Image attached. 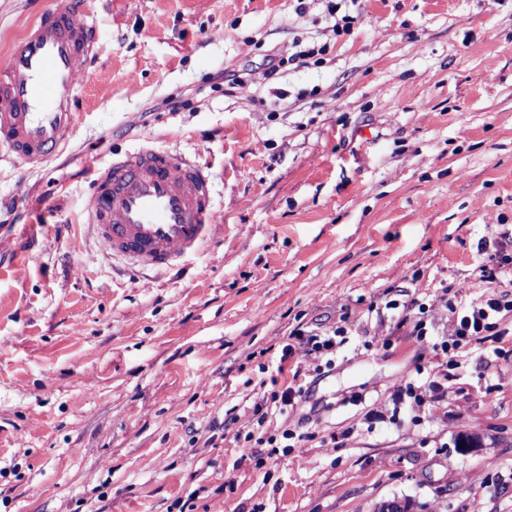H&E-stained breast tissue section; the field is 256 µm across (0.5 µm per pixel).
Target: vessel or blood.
<instances>
[{"label":"vessel or blood","instance_id":"1","mask_svg":"<svg viewBox=\"0 0 512 512\" xmlns=\"http://www.w3.org/2000/svg\"><path fill=\"white\" fill-rule=\"evenodd\" d=\"M85 0L41 16L0 56V148L39 167L78 120L74 80L96 34L80 23ZM214 183L184 154L138 148L113 156L95 179L86 213L102 248L134 269L166 270L214 238Z\"/></svg>","mask_w":512,"mask_h":512}]
</instances>
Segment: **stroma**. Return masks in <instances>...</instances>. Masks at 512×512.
Here are the masks:
<instances>
[{
	"label": "stroma",
	"instance_id": "1",
	"mask_svg": "<svg viewBox=\"0 0 512 512\" xmlns=\"http://www.w3.org/2000/svg\"><path fill=\"white\" fill-rule=\"evenodd\" d=\"M87 2L66 150L0 162V512H512V315L439 356L386 307L449 340L453 310L512 300L480 272L512 257V0H335L343 34L326 0ZM60 3L0 0V55ZM303 43L323 62L270 75ZM147 140L206 167L224 226L162 275L84 211ZM298 326L346 342L283 356ZM276 383L297 394L257 424Z\"/></svg>",
	"mask_w": 512,
	"mask_h": 512
}]
</instances>
